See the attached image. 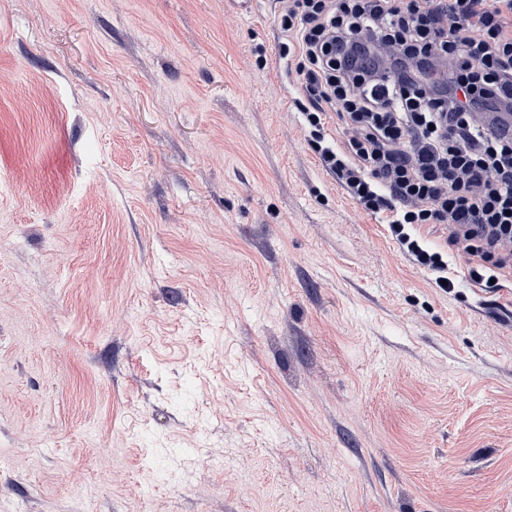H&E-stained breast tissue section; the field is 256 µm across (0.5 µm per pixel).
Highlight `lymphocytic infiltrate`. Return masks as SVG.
<instances>
[{
    "instance_id": "f902f5d3",
    "label": "lymphocytic infiltrate",
    "mask_w": 512,
    "mask_h": 512,
    "mask_svg": "<svg viewBox=\"0 0 512 512\" xmlns=\"http://www.w3.org/2000/svg\"><path fill=\"white\" fill-rule=\"evenodd\" d=\"M281 26L314 151L412 261L447 279L415 231L445 224L473 281L512 263V0H288ZM331 110L357 128L341 146Z\"/></svg>"
}]
</instances>
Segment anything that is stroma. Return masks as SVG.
Returning <instances> with one entry per match:
<instances>
[{
  "label": "stroma",
  "mask_w": 512,
  "mask_h": 512,
  "mask_svg": "<svg viewBox=\"0 0 512 512\" xmlns=\"http://www.w3.org/2000/svg\"><path fill=\"white\" fill-rule=\"evenodd\" d=\"M282 8L0 0V512H512V275L325 170Z\"/></svg>",
  "instance_id": "35a3bbf8"
}]
</instances>
